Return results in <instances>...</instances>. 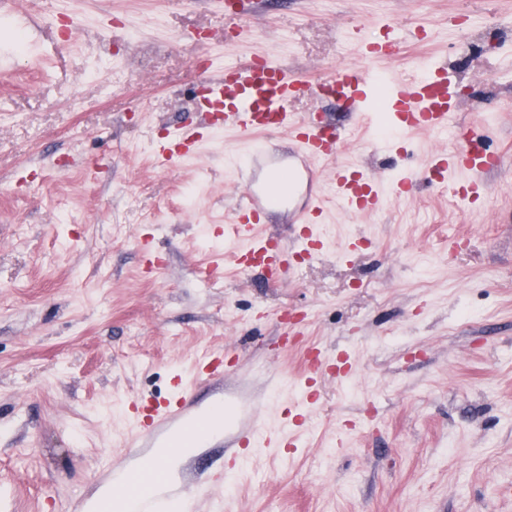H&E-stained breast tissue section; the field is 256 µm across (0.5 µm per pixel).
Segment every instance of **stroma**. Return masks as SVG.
Segmentation results:
<instances>
[{"label":"stroma","instance_id":"obj_1","mask_svg":"<svg viewBox=\"0 0 512 512\" xmlns=\"http://www.w3.org/2000/svg\"><path fill=\"white\" fill-rule=\"evenodd\" d=\"M224 17L222 0H0L27 54L0 32V487L10 512H73L123 460L132 403L191 380L207 352L239 358L224 394L302 396L306 349L347 352L354 376L321 378L301 447L236 450L225 491L199 512H512V0H267ZM77 25L63 36L59 15ZM407 39L374 61L400 79L447 73L453 121L483 123L504 153L488 190L459 201L424 172L437 134L391 136L334 100L302 93L346 143L344 165L384 181L371 214L334 207L327 249L271 287L237 268L225 237L251 134L228 127L161 164L157 145L209 121L203 68L263 54L310 83L363 63L384 23ZM115 59L125 79H92ZM414 174L411 192L398 181Z\"/></svg>","mask_w":512,"mask_h":512}]
</instances>
